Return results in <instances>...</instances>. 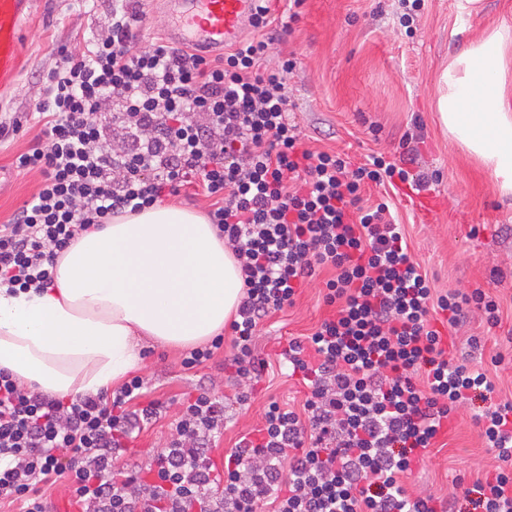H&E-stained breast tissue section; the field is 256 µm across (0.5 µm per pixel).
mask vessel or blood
<instances>
[{
    "label": "vessel or blood",
    "mask_w": 512,
    "mask_h": 512,
    "mask_svg": "<svg viewBox=\"0 0 512 512\" xmlns=\"http://www.w3.org/2000/svg\"><path fill=\"white\" fill-rule=\"evenodd\" d=\"M169 38L204 56L223 52L247 23L254 0H169ZM33 0H0V90L11 86L24 66L22 23Z\"/></svg>",
    "instance_id": "b4317fda"
}]
</instances>
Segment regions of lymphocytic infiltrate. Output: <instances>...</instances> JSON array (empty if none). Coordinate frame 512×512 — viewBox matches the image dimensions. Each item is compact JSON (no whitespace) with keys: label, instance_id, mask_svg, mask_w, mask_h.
Returning <instances> with one entry per match:
<instances>
[{"label":"lymphocytic infiltrate","instance_id":"obj_1","mask_svg":"<svg viewBox=\"0 0 512 512\" xmlns=\"http://www.w3.org/2000/svg\"><path fill=\"white\" fill-rule=\"evenodd\" d=\"M268 2L256 0L254 38L210 60L160 38L134 48L145 13L137 0H114L106 28L43 75V128L12 163L42 182L0 225V288H48L58 254L84 232L194 187L210 199L244 287L230 338L192 348L182 366L204 365L227 343L236 378L259 380L262 323L329 269L330 314L282 352L307 389L301 409L270 402L219 476L212 450L224 405L196 388L183 396L175 437L142 469L122 454L164 405L141 376L63 401L0 369V503L48 512L41 489L63 479L77 512H512V400L477 415L499 465L462 498L414 497L403 485L454 412L494 390L486 370L449 357L436 322L452 330L477 310L494 327L499 304L478 288L435 293L388 203L366 205L370 184L438 183L417 166V148L362 163L304 146L290 120L297 60L267 64L304 0L280 16Z\"/></svg>","mask_w":512,"mask_h":512}]
</instances>
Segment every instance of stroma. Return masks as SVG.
<instances>
[{"instance_id": "35a3bbf8", "label": "stroma", "mask_w": 512, "mask_h": 512, "mask_svg": "<svg viewBox=\"0 0 512 512\" xmlns=\"http://www.w3.org/2000/svg\"><path fill=\"white\" fill-rule=\"evenodd\" d=\"M396 0H305L292 32L274 41L272 59L294 53L300 65L288 86L293 119L307 147L349 155L354 161L382 153L398 158L407 135L420 138L418 159L438 171V207L428 219L383 188L367 189L371 203L390 201L411 251L438 292L483 289L500 305L499 326L488 328L479 312L453 330L456 351H471L474 367L490 370L496 385L488 399L474 398L458 409L451 426L430 449L423 464L405 478L409 493L448 496L453 480L465 486L493 471L494 451L486 448L473 415L485 401L512 397V197H501L492 176L458 146L437 122L433 110L437 79L449 60L500 23L512 26V0H424L411 28L401 27ZM112 0H37L24 20L25 65L15 86L0 98V114L23 117L22 130L0 141V225L36 193L41 176L16 172L11 163L39 134L35 104L45 90L37 80L63 61L60 48L75 51L107 23ZM469 15L460 29L461 15ZM330 312L322 299V280L314 278L293 306L274 314L256 338L257 356L268 367L251 400H235L233 373L220 349L207 367L184 371L182 348L143 342L147 354L139 374L151 395L165 402L167 417L131 444L133 462L147 466L175 434L173 421L184 393L206 385L224 399L226 427L213 453L216 468L240 435L260 427L269 400L297 407L306 388L289 376L280 352L289 337L309 334ZM500 365H493L495 356Z\"/></svg>"}]
</instances>
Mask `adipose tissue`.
<instances>
[{
  "label": "adipose tissue",
  "mask_w": 512,
  "mask_h": 512,
  "mask_svg": "<svg viewBox=\"0 0 512 512\" xmlns=\"http://www.w3.org/2000/svg\"><path fill=\"white\" fill-rule=\"evenodd\" d=\"M512 27L451 59L438 120L512 196ZM242 295L236 260L206 216L173 205L113 217L57 259L45 291L0 290V369L43 394L97 393L141 362L140 340L194 346L220 333Z\"/></svg>",
  "instance_id": "ef3b65f1"
}]
</instances>
